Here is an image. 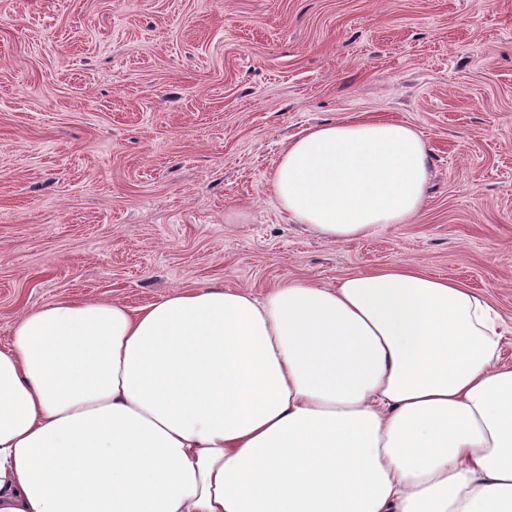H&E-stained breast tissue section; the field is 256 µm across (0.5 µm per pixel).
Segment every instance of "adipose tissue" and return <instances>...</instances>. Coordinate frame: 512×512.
I'll use <instances>...</instances> for the list:
<instances>
[{
	"label": "adipose tissue",
	"mask_w": 512,
	"mask_h": 512,
	"mask_svg": "<svg viewBox=\"0 0 512 512\" xmlns=\"http://www.w3.org/2000/svg\"><path fill=\"white\" fill-rule=\"evenodd\" d=\"M429 177L412 125L342 118L271 189L346 243L414 217ZM503 336L486 298L404 262L42 304L0 349V512H512Z\"/></svg>",
	"instance_id": "obj_1"
}]
</instances>
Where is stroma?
I'll return each instance as SVG.
<instances>
[{
  "label": "stroma",
  "mask_w": 512,
  "mask_h": 512,
  "mask_svg": "<svg viewBox=\"0 0 512 512\" xmlns=\"http://www.w3.org/2000/svg\"><path fill=\"white\" fill-rule=\"evenodd\" d=\"M405 121L419 214L333 243L279 209L291 139ZM413 262L486 297L512 362V0H0V348L35 306Z\"/></svg>",
  "instance_id": "stroma-1"
}]
</instances>
